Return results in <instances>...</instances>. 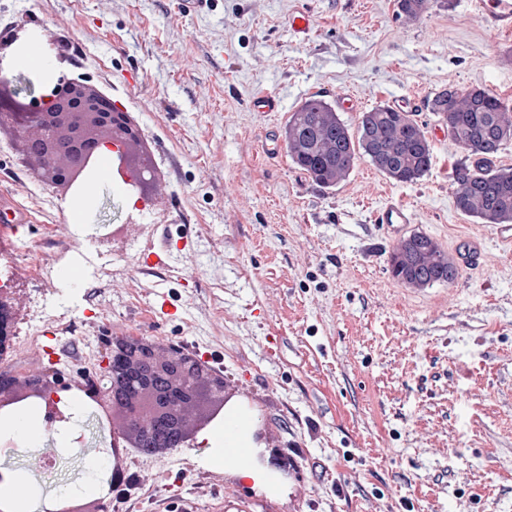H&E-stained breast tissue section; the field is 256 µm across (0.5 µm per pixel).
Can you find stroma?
I'll return each mask as SVG.
<instances>
[{
  "label": "stroma",
  "instance_id": "35a3bbf8",
  "mask_svg": "<svg viewBox=\"0 0 512 512\" xmlns=\"http://www.w3.org/2000/svg\"><path fill=\"white\" fill-rule=\"evenodd\" d=\"M308 10L296 40L290 14ZM0 66L38 44L34 83L77 75L135 115L160 175L143 213L123 189L90 184L84 221L74 198L39 181L0 132V195L23 208L33 251L18 266L25 324L44 298L67 312L56 346L66 381L86 347L135 333L188 347L222 368L224 388L252 408L279 497L211 468L199 432L176 454L124 468L112 512H512V243L460 213L452 172L464 152L430 112L436 93L481 87L512 105V35L491 32L470 0H428L416 21L396 0H0ZM76 60L62 58L61 40ZM282 109L259 112V93ZM321 96L357 128L360 112L421 100L430 171L393 182L367 159L333 189L289 160V115ZM350 99L355 109L343 108ZM410 223L375 221L387 196ZM137 223H128L130 215ZM426 234L458 265L452 283L412 289L395 279L400 240ZM189 245L178 249L179 237ZM167 251L166 268L141 258ZM43 265L53 289L31 269ZM80 281H59L62 268ZM172 315L159 320L158 293ZM86 410L43 435L55 475L32 483L41 512L103 458Z\"/></svg>",
  "mask_w": 512,
  "mask_h": 512
}]
</instances>
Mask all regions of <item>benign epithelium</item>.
Instances as JSON below:
<instances>
[{
  "label": "benign epithelium",
  "mask_w": 512,
  "mask_h": 512,
  "mask_svg": "<svg viewBox=\"0 0 512 512\" xmlns=\"http://www.w3.org/2000/svg\"><path fill=\"white\" fill-rule=\"evenodd\" d=\"M19 79L8 76L0 67V87L10 86L9 97L0 94V130L10 131L18 143L26 162L41 160L51 162L56 156L62 161L51 168L54 180L70 191L81 186L95 174L90 160L107 151L112 156L126 191L133 197L146 199L157 178L152 154H133L127 132L116 122L123 112L112 100L104 96L92 100L86 96L70 94V82L63 79L46 86L35 94L32 85H26L30 103L26 106L14 101L19 96ZM85 113L97 119L103 128L101 134L64 137L60 132L56 114ZM20 283L0 289V408H13L18 395L25 393L39 401L45 408L49 431L58 423L69 420L61 406V391L71 385L56 375L38 377L20 376L4 361L13 346L19 308L16 305ZM183 385L174 388L159 386L157 377L147 369L132 363L129 349L111 342L102 353L99 372L84 380L93 402L105 407L112 401H122L128 421L144 425L143 441L148 453L156 449L181 448L188 444L177 410L188 401L202 396L224 398V380L207 377L200 364L188 361L180 368ZM59 512H107L102 500L88 501L63 508Z\"/></svg>",
  "instance_id": "obj_1"
}]
</instances>
